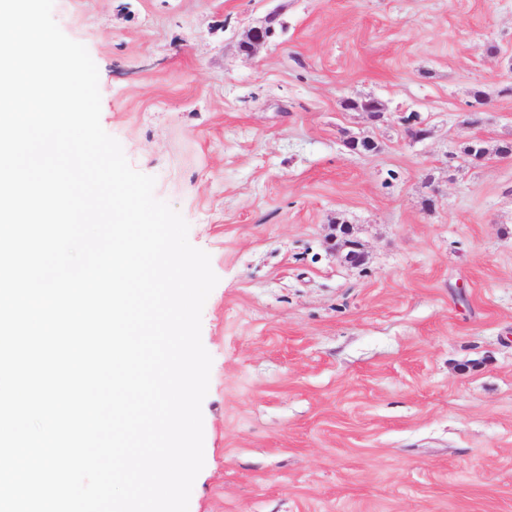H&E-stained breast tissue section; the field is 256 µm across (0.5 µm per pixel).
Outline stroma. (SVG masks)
Instances as JSON below:
<instances>
[{"label": "stroma", "instance_id": "stroma-1", "mask_svg": "<svg viewBox=\"0 0 512 512\" xmlns=\"http://www.w3.org/2000/svg\"><path fill=\"white\" fill-rule=\"evenodd\" d=\"M272 13L276 37L243 54ZM53 16L98 67L102 127L219 278L189 512H512L496 153L512 0H55ZM347 98L381 100L383 122ZM360 134L379 151L348 155ZM339 221L360 265L333 247Z\"/></svg>", "mask_w": 512, "mask_h": 512}]
</instances>
